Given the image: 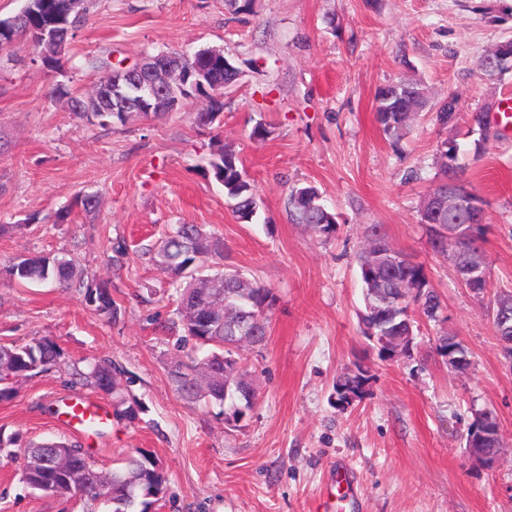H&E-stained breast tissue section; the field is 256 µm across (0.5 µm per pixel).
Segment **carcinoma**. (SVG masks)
I'll return each instance as SVG.
<instances>
[{"instance_id":"1","label":"carcinoma","mask_w":512,"mask_h":512,"mask_svg":"<svg viewBox=\"0 0 512 512\" xmlns=\"http://www.w3.org/2000/svg\"><path fill=\"white\" fill-rule=\"evenodd\" d=\"M66 0H33L27 11L24 25L0 33V48L20 43L37 47L49 35L47 18L62 14ZM477 69L492 78L506 71L507 62L498 59L496 50L480 56ZM224 72L213 74L198 93L208 99L205 112H197L194 120L199 125H213L222 121L224 98L220 90ZM428 99L421 84L408 79L393 81L378 89L375 95V113L385 136L397 141L406 133L411 121L427 107ZM458 144L445 140L437 148L438 179L423 195L419 216L422 224L448 223V211L435 212L438 200L448 197V192L459 194L465 200L484 204V200L458 177L456 159ZM214 178L224 186V194L237 220L250 223L257 214V189L243 171L241 161L231 150L220 147L208 160ZM310 199L296 197L290 190L289 203L298 222L321 238L336 234V214L318 200L320 193L313 186H306ZM483 230L468 236L462 242L430 239L431 247L439 253L451 252L456 258L464 252L475 250L482 242ZM366 238H371L379 249L393 253V264L386 273L385 287L396 295L398 288L412 284L421 289L416 297H407L404 307L394 316L389 306H382L375 316L359 315L362 334L369 340L381 343L384 336H394L399 330L415 326L414 314L435 321L442 309L440 296L430 287L424 267L405 259L402 252L390 246L381 226L367 227ZM223 257V243L205 233L196 224H176L157 246L151 249V261L168 270L172 275L171 286L178 297L177 319L172 328H180L177 347L193 343V350L186 352L185 361L177 365L172 378L177 390L189 400L208 405H224L227 419L243 416L235 384L243 382L250 394H255L249 371L238 365L235 349L230 344L246 339L252 343L256 337L268 334L269 312L274 295L271 289L245 278L238 270L226 268L219 272L199 275L191 280L180 276L188 265L203 268L211 258ZM72 261L64 257L41 254L19 255L7 266L6 272L19 285H37L45 282L66 284L72 275ZM88 305L100 314L112 315L116 311L112 294L105 283L83 285ZM60 349L49 337H34L25 344L0 345V371L13 378L49 371L56 365ZM79 383L90 385L105 394L119 398L125 406V416L134 419L139 412L136 401H127L112 371V363L95 360L86 370L75 369ZM369 371L357 365L336 378L334 390L336 404H343L342 390L352 385L366 386ZM23 458L22 481L33 491L57 499L81 497L89 503L86 512H149L151 506L165 498L167 479L156 463L142 452H130L120 465L107 475L100 474L75 445L64 441L32 442L17 449Z\"/></svg>"}]
</instances>
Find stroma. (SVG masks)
Returning a JSON list of instances; mask_svg holds the SVG:
<instances>
[{
    "label": "stroma",
    "mask_w": 512,
    "mask_h": 512,
    "mask_svg": "<svg viewBox=\"0 0 512 512\" xmlns=\"http://www.w3.org/2000/svg\"><path fill=\"white\" fill-rule=\"evenodd\" d=\"M512 37V0H95L60 69L27 45L0 50V344L47 336L62 356L51 371L16 380L0 401V436L62 438L103 471L128 451L150 454L167 479L155 512H512V360L487 311L512 293V124L499 115L512 71L485 79L475 61ZM216 46L241 76L224 93L221 125L201 127L189 102L160 118L130 113L103 127L71 109L104 69L89 59L134 64L177 50ZM420 82L429 104L392 146L375 119V92ZM64 84L68 95L52 94ZM453 120L436 118L449 95ZM488 111V139L474 153L468 112ZM264 138L251 135L255 125ZM468 145L463 178L486 206L483 254L490 291L470 292L449 254L433 251L418 221L441 141ZM226 146L260 197L239 223L207 160ZM314 185L338 215L325 240L299 224L292 187ZM96 195L95 212L72 202ZM174 224H199L224 243L223 264L275 295L269 338L235 357L255 376L256 400L238 421L217 405L186 401L171 380L180 355L160 322L178 300L168 273L142 257ZM421 263L443 310L420 321L412 358L381 356L363 337L356 256L368 225ZM66 254L73 285L11 283L10 258ZM108 282L118 308L88 307L79 282ZM456 336L472 364L450 372L434 350ZM106 358L139 402L130 420L111 396L73 383L82 358ZM368 367V393L337 406L336 378ZM82 396L103 408L105 428L73 433L59 406ZM497 418L502 449L489 465L468 458L476 413ZM21 460L0 455V512H85L26 488ZM349 468L353 484L326 488Z\"/></svg>",
    "instance_id": "35a3bbf8"
}]
</instances>
